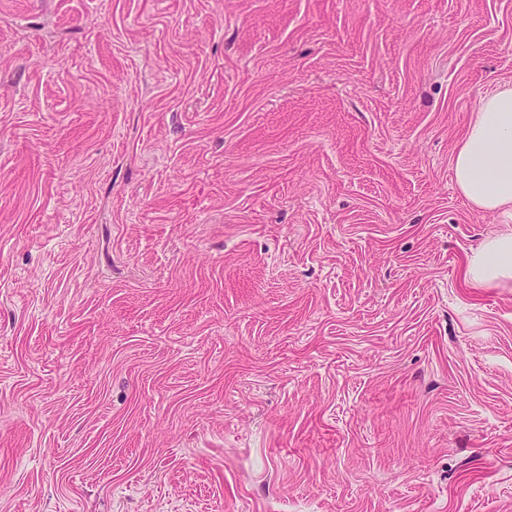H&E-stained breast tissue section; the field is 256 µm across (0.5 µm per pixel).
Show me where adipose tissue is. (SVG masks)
<instances>
[{
  "mask_svg": "<svg viewBox=\"0 0 512 512\" xmlns=\"http://www.w3.org/2000/svg\"><path fill=\"white\" fill-rule=\"evenodd\" d=\"M452 168L472 207L512 214V87L482 98ZM465 278L475 288H512V230L484 239L471 251Z\"/></svg>",
  "mask_w": 512,
  "mask_h": 512,
  "instance_id": "1",
  "label": "adipose tissue"
}]
</instances>
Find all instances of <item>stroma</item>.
Instances as JSON below:
<instances>
[{
	"label": "stroma",
	"mask_w": 512,
	"mask_h": 512,
	"mask_svg": "<svg viewBox=\"0 0 512 512\" xmlns=\"http://www.w3.org/2000/svg\"><path fill=\"white\" fill-rule=\"evenodd\" d=\"M506 85L512 0H0V512H512ZM452 168L472 207L512 216V87L482 98ZM464 274L473 288H512V230L488 237L473 249Z\"/></svg>",
	"instance_id": "1"
}]
</instances>
